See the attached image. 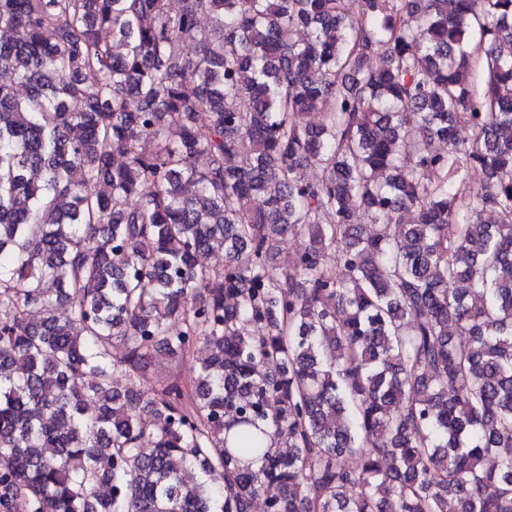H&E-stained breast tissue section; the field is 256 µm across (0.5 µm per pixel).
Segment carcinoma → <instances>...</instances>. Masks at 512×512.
<instances>
[{
    "label": "carcinoma",
    "instance_id": "cac0c4a2",
    "mask_svg": "<svg viewBox=\"0 0 512 512\" xmlns=\"http://www.w3.org/2000/svg\"><path fill=\"white\" fill-rule=\"evenodd\" d=\"M182 3L0 0V512H512V0ZM151 375L155 383L178 380L188 385L195 376V363L192 357L179 362L159 359L151 369Z\"/></svg>",
    "mask_w": 512,
    "mask_h": 512
}]
</instances>
